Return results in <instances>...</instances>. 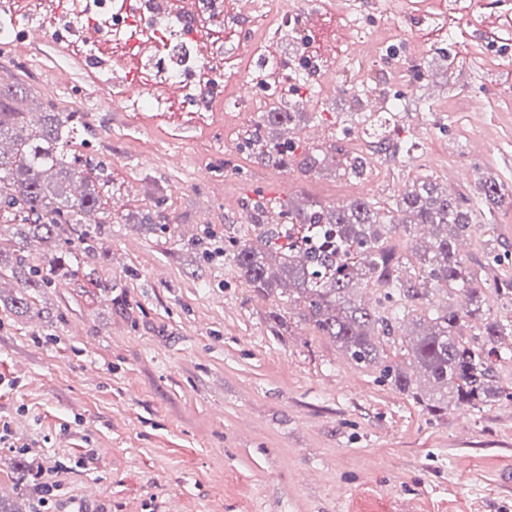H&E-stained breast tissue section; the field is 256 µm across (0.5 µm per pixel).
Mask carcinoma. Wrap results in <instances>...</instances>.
<instances>
[{
	"label": "carcinoma",
	"instance_id": "obj_1",
	"mask_svg": "<svg viewBox=\"0 0 512 512\" xmlns=\"http://www.w3.org/2000/svg\"><path fill=\"white\" fill-rule=\"evenodd\" d=\"M264 112L257 115L253 135L267 159L284 166L311 170L319 161L313 154L295 155L297 145L288 139L270 143L263 131L270 126L289 127L297 113L288 108V95L304 88V78L293 77ZM25 89L0 87V143L11 144L10 153L0 151V212L12 216L17 237L57 241L67 237L69 256L51 253L33 263L24 248H13L4 259L0 243V275L8 272L23 287L34 291L50 288L67 262L76 263L97 251L100 232L69 231L86 213L102 214L100 224L112 220L105 208L104 168L76 154L71 148L74 113L52 107L26 112L17 106ZM357 120L378 136L385 149L389 119L374 112H357ZM476 199L448 196L438 190L433 174L419 172L404 194L392 203L401 218L388 223L376 219V207L367 198H357L338 208L317 203L295 207L288 203L286 224L265 228L262 235L233 245L231 261L249 287L269 293L288 284V307L300 310L322 336L329 337L355 365L373 368L379 378L423 402L421 385L436 393L432 408H441V398L451 396L458 405L480 409L501 399L512 400V391L494 385V360H512V320L507 324L484 319L478 335L464 337L466 319H479L484 289L512 297V277H489L487 269L500 265L501 257H488L485 266L465 265L457 241L471 232L479 219L512 200V191L493 179H478ZM415 224L435 226L429 248L414 250L416 264L402 260L384 246L387 235ZM462 292L470 309L452 306L416 319L418 332L408 342V367L387 362L384 344L394 334L397 320L415 311L428 293L425 285ZM382 292L387 305L379 310L357 300L361 286Z\"/></svg>",
	"mask_w": 512,
	"mask_h": 512
}]
</instances>
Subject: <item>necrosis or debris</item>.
I'll return each mask as SVG.
<instances>
[{
	"label": "necrosis or debris",
	"instance_id": "necrosis-or-debris-1",
	"mask_svg": "<svg viewBox=\"0 0 512 512\" xmlns=\"http://www.w3.org/2000/svg\"><path fill=\"white\" fill-rule=\"evenodd\" d=\"M250 15L230 11L224 0H79L69 11H54L58 27L73 31L71 52L83 57L126 111L144 109L178 117L192 112L208 120L207 104L222 98L226 84H237L233 108L261 111L263 103L234 67H217L224 36L242 39L272 27L299 28L301 18L283 0H261ZM103 31L105 43L90 29Z\"/></svg>",
	"mask_w": 512,
	"mask_h": 512
}]
</instances>
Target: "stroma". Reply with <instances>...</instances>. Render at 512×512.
<instances>
[{"label": "stroma", "instance_id": "stroma-1", "mask_svg": "<svg viewBox=\"0 0 512 512\" xmlns=\"http://www.w3.org/2000/svg\"><path fill=\"white\" fill-rule=\"evenodd\" d=\"M373 38L406 44L408 14L347 0ZM303 35L282 30L277 59L304 70L327 11L309 0ZM482 5L428 36L415 63L422 83H388L393 121L412 157L374 151L352 115V85H375L358 59L335 86L314 82L292 109L311 172L258 158L252 119L230 112L206 130L161 133L96 92L87 64L48 29L24 48L0 43V70L31 104L83 115L78 149L110 173L115 214L94 256L61 284L11 307L16 279H0V506L6 512H512V402L429 412L354 366L328 337L289 312L280 292L259 294L226 257L251 234L250 203L368 198L380 213L428 170L451 195L478 178L512 184V18L482 34ZM450 47L454 65L436 55ZM367 155L362 178H337V156ZM468 179H457L458 169ZM157 212L142 220L143 203ZM204 238L197 249L191 242ZM462 256L487 251L512 272V206L474 225ZM283 314L285 329L273 316ZM50 487L43 509L33 487Z\"/></svg>", "mask_w": 512, "mask_h": 512}]
</instances>
